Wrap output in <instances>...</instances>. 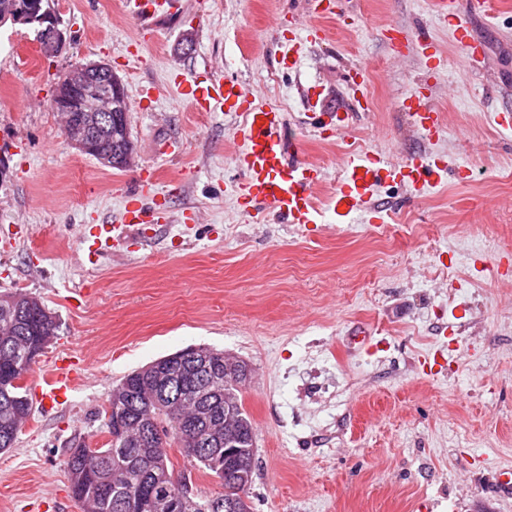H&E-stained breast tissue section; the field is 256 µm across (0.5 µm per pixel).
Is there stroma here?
Listing matches in <instances>:
<instances>
[{
    "label": "stroma",
    "mask_w": 512,
    "mask_h": 512,
    "mask_svg": "<svg viewBox=\"0 0 512 512\" xmlns=\"http://www.w3.org/2000/svg\"><path fill=\"white\" fill-rule=\"evenodd\" d=\"M444 2L347 0V20L321 19L325 40L289 70L274 23L304 28L309 0H181L153 32L119 0H53L66 33L53 57L28 27H0V293L40 298L58 323L22 384L35 393L55 359L87 356L66 402L33 407L0 451V512H82L68 442L105 447L112 385L197 346L252 369L253 512H512V495L492 489L512 468V132L494 120L512 107V0H494L491 23L465 12L486 46L472 64ZM391 26L426 33L443 68L397 55ZM99 61L128 99L152 96L130 114L137 156L122 170L71 147L50 105L61 73ZM360 66L369 111L354 113L347 138L322 139L300 88L321 91L325 109L350 106ZM178 74L235 79L278 100L304 157L327 173L319 199L336 188L348 138L393 163L440 153L473 176H449L413 203L382 186L381 224L329 215L299 230L270 211L249 223L234 192L237 119L193 111ZM425 81L447 126L432 143L401 110ZM32 93L41 105L23 106ZM151 166L155 187L139 177ZM129 195L160 220L120 241L95 238L122 225ZM362 331L370 350L350 343Z\"/></svg>",
    "instance_id": "stroma-1"
}]
</instances>
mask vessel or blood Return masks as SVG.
I'll list each match as a JSON object with an SVG mask.
<instances>
[{"instance_id":"obj_1","label":"vessel or blood","mask_w":512,"mask_h":512,"mask_svg":"<svg viewBox=\"0 0 512 512\" xmlns=\"http://www.w3.org/2000/svg\"><path fill=\"white\" fill-rule=\"evenodd\" d=\"M342 0H310L309 10L316 21L302 33L281 38V62L296 65L304 44L324 39L325 31L319 19L342 13ZM179 0H123L124 13L145 30H153L156 21L173 14ZM448 23L456 33L467 60H475L478 47L470 28L461 17L458 0H448ZM396 53L410 47L430 49V41L399 29L388 32ZM180 94L195 111L225 112L238 117L234 139L238 149L234 155L236 167L243 180L236 196L245 214L253 223H260L265 210H272L284 223L295 227L323 223L326 214L346 219L357 211L373 207V197L382 183L393 181L404 185L413 196L448 178V166L440 158L426 161L412 158L390 163L380 155L357 151L355 146L343 150L338 185L327 203H319L315 190L325 180L321 166L295 152L288 136L284 112L278 102L262 99L250 93L242 84L221 78H181L177 81ZM367 94H359L351 107H339L326 112L319 130L326 136L338 135L349 126L353 112L369 108ZM408 125L423 139L438 136L442 130V115L437 112L429 94L419 93L401 105ZM82 357L72 356L54 362L46 371L43 386L36 395L38 403H57L83 379Z\"/></svg>"}]
</instances>
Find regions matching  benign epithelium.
Here are the masks:
<instances>
[{
	"mask_svg": "<svg viewBox=\"0 0 512 512\" xmlns=\"http://www.w3.org/2000/svg\"><path fill=\"white\" fill-rule=\"evenodd\" d=\"M46 25L40 30L39 43L53 47L61 52L66 38L58 23L49 17L44 18ZM81 91V98L69 123L63 127L65 139L82 153H92L105 166H112L113 157L121 155L125 164H130L134 145L130 138L128 113L122 105L123 86L112 72V67L104 62H87L68 69L60 78L53 98V105L65 106L74 90ZM112 113V121L122 139H101L96 129L101 121V113ZM178 486L184 492L167 498L163 506L168 512H181L186 506L188 493L192 492L189 480L178 479Z\"/></svg>",
	"mask_w": 512,
	"mask_h": 512,
	"instance_id": "7a95c632",
	"label": "benign epithelium"
}]
</instances>
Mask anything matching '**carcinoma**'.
Returning a JSON list of instances; mask_svg holds the SVG:
<instances>
[{"label":"carcinoma","instance_id":"obj_1","mask_svg":"<svg viewBox=\"0 0 512 512\" xmlns=\"http://www.w3.org/2000/svg\"><path fill=\"white\" fill-rule=\"evenodd\" d=\"M56 317L38 298L23 292L0 294V450L13 447L31 415L19 381L55 336ZM231 369L235 357L209 347L179 352L183 361L161 358L127 374L109 391L105 448L73 439L65 465L72 496L86 512H165L158 493L177 492L170 449L193 467L224 477V492L191 494L183 512H252L247 490L256 470L255 428L245 411L244 386L213 376L201 355Z\"/></svg>","mask_w":512,"mask_h":512}]
</instances>
